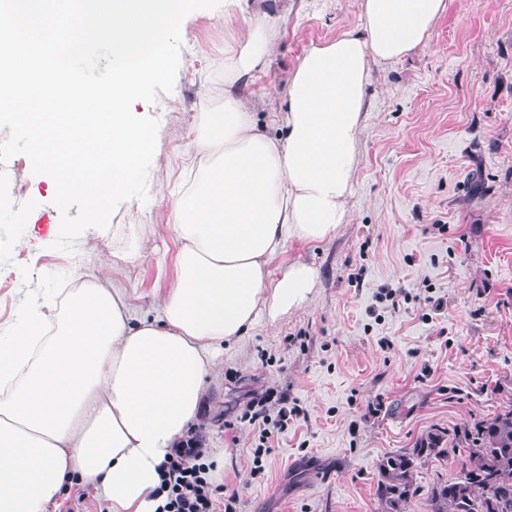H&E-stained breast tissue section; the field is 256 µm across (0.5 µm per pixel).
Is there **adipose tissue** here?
Returning <instances> with one entry per match:
<instances>
[{
    "label": "adipose tissue",
    "mask_w": 512,
    "mask_h": 512,
    "mask_svg": "<svg viewBox=\"0 0 512 512\" xmlns=\"http://www.w3.org/2000/svg\"><path fill=\"white\" fill-rule=\"evenodd\" d=\"M361 22L314 46L266 135L240 88L267 63L259 18L224 55L193 174L169 203L176 278L136 315L108 269L35 294L0 332V512H50L88 487L109 512H156L159 466L196 422L224 344L302 307L314 265L283 257L348 221L374 61L425 46L447 0H359Z\"/></svg>",
    "instance_id": "ef3b65f1"
}]
</instances>
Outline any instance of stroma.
Masks as SVG:
<instances>
[{
    "mask_svg": "<svg viewBox=\"0 0 512 512\" xmlns=\"http://www.w3.org/2000/svg\"><path fill=\"white\" fill-rule=\"evenodd\" d=\"M262 13L276 19L274 49L242 94L272 135L306 51L359 22L357 0H242L190 13L172 92L132 106L160 122L149 197L121 202L107 238L79 236L71 254L41 245L61 221L50 178L33 174L22 154L5 164L13 204L37 206L12 249L10 278L0 279L1 331L28 295L111 263L131 224L146 257L113 276L134 307L150 311L176 276L178 250L169 210L153 196L184 182L197 115L224 88L231 35ZM366 99L348 223L285 254L318 269L311 299L225 347L191 427L210 451L228 453L217 480L237 492L242 512H378L384 455L429 430L491 416L497 385L512 381V0H448L427 46L373 63ZM270 392L304 415L273 430L255 476L260 429L243 416ZM464 459L459 448L429 459L406 512H429L432 486Z\"/></svg>",
    "mask_w": 512,
    "mask_h": 512,
    "instance_id": "35a3bbf8",
    "label": "stroma"
}]
</instances>
